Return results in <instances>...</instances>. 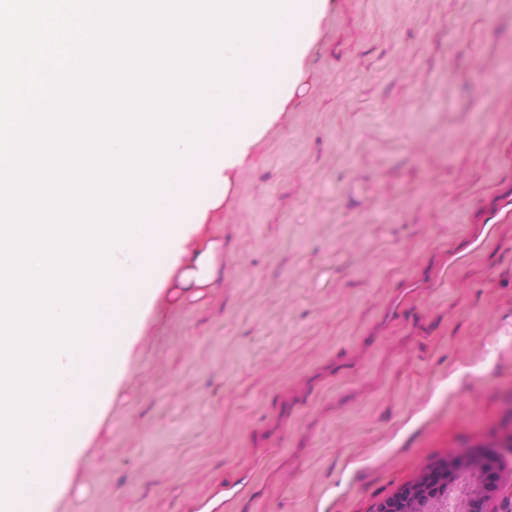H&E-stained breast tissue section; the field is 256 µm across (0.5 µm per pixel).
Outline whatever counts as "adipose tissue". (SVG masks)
<instances>
[{
    "label": "adipose tissue",
    "instance_id": "obj_1",
    "mask_svg": "<svg viewBox=\"0 0 512 512\" xmlns=\"http://www.w3.org/2000/svg\"><path fill=\"white\" fill-rule=\"evenodd\" d=\"M327 5L328 0H294L290 14L278 22L274 46L260 48L258 62L239 81L246 104L224 102L214 126L203 132L206 145L184 162L190 179L183 195L160 196L158 210L146 218L151 236L132 238L125 251L116 253L117 278L106 290L112 313L91 332L98 347L84 354L79 371L62 370L75 379L61 400L67 421L44 431L42 446L31 450L36 472L48 476L45 490L60 491L82 466L88 431L98 422L103 401L113 396L136 333L168 283L179 288L210 284L219 245L208 234L209 214L224 203L257 142L295 97Z\"/></svg>",
    "mask_w": 512,
    "mask_h": 512
}]
</instances>
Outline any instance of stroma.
<instances>
[{
	"instance_id": "stroma-1",
	"label": "stroma",
	"mask_w": 512,
	"mask_h": 512,
	"mask_svg": "<svg viewBox=\"0 0 512 512\" xmlns=\"http://www.w3.org/2000/svg\"><path fill=\"white\" fill-rule=\"evenodd\" d=\"M302 86L43 512H370L452 451L512 469V0H330Z\"/></svg>"
}]
</instances>
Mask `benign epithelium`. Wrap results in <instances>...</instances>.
Instances as JSON below:
<instances>
[{"label":"benign epithelium","mask_w":512,"mask_h":512,"mask_svg":"<svg viewBox=\"0 0 512 512\" xmlns=\"http://www.w3.org/2000/svg\"><path fill=\"white\" fill-rule=\"evenodd\" d=\"M466 466L478 469L479 489L467 500L463 512H512V477L507 476L501 458L491 450L449 455L415 482L378 502L373 512H420L421 502L441 495L455 480L458 469Z\"/></svg>","instance_id":"7a95c632"}]
</instances>
